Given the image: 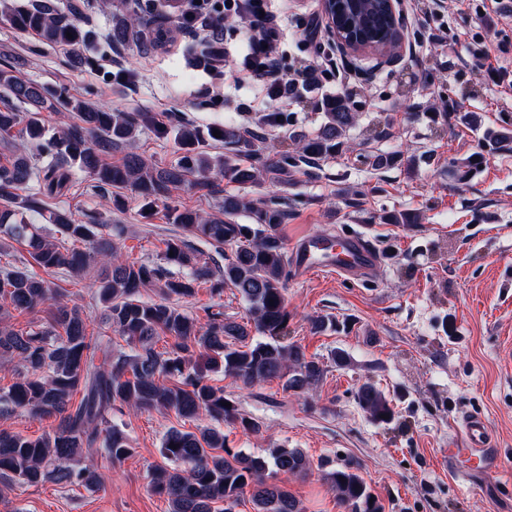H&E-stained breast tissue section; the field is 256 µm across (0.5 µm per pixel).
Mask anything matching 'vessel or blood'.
<instances>
[{"mask_svg": "<svg viewBox=\"0 0 512 512\" xmlns=\"http://www.w3.org/2000/svg\"><path fill=\"white\" fill-rule=\"evenodd\" d=\"M379 265V256L362 236L340 234L328 241L301 237L291 248V268L297 275L315 272L360 277ZM461 444L449 449L448 468L457 470L461 460H468L465 477L477 482L492 477L501 466V457L492 440L489 424L480 414L462 418L459 428Z\"/></svg>", "mask_w": 512, "mask_h": 512, "instance_id": "vessel-or-blood-1", "label": "vessel or blood"}]
</instances>
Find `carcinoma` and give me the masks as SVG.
Here are the masks:
<instances>
[{
    "label": "carcinoma",
    "mask_w": 512,
    "mask_h": 512,
    "mask_svg": "<svg viewBox=\"0 0 512 512\" xmlns=\"http://www.w3.org/2000/svg\"><path fill=\"white\" fill-rule=\"evenodd\" d=\"M380 0H361L353 20L354 31L367 36L381 30ZM10 26L36 36L46 45L76 47L91 37L74 5L68 13L48 4H34L11 12ZM154 24L151 17L125 15L112 27V44L126 46ZM72 37H67V34ZM323 122L316 134L292 133L294 153L261 147L262 135L226 124L201 127L188 120L179 123L175 138L182 157L178 164L161 168L135 153L109 162L106 155L133 141L139 131L161 127L150 112L105 109L79 98L61 97L49 87L24 78L17 67L0 68V140L12 149L0 163V240L25 247L22 265L0 274V310L28 312L41 305L51 309L46 322L33 329L0 324V354L18 360L21 380L0 392L12 410L32 417H53L57 424L36 438L0 431V474L26 484L47 478L64 486L93 487L99 483L98 463L75 466L86 448L120 461L130 453L124 430L112 423V410L126 404L139 411L166 409L185 420L208 418L216 423L258 431L236 405L226 406L224 389L209 383L207 372L218 368L245 383L279 379L292 391L305 393L324 376L322 363L302 347L285 344L288 335V252L280 228L287 213L269 199L248 200L226 195L215 213L178 205L167 206L172 236L164 240L163 263L132 260L112 245L110 225L95 215L75 221L71 215L50 212L65 246L42 234L27 211L38 205L19 191L33 178L40 180L39 194L54 198L67 190L71 171L89 174L96 186L133 190L142 202L141 216L152 215L172 189L187 185L205 189L218 177L239 185L284 181L291 169L348 150L346 130L357 117L355 104L345 93L320 101ZM67 111L79 123L59 135L46 137L45 112ZM459 122L482 131V147L490 153H512V122L485 127L476 112L457 113ZM262 124L272 129L293 127V113L266 112ZM220 131V137L213 136ZM224 143L222 154L208 151L210 142ZM256 160L254 164L243 162ZM478 152L466 161L448 162V172L459 183L467 182L484 161ZM376 170L401 165V154L387 152L367 159ZM246 215L250 224L238 219ZM204 243L224 259L206 261L195 242ZM232 248L227 255L224 249ZM103 267L91 284L103 308L104 329L119 336L131 353L112 354V337L90 330V321L78 306L57 301L58 289L35 272L65 273L79 280L96 264ZM184 274L171 275L167 266ZM206 284L220 296L234 288L247 304L249 324L224 316L213 305L200 320L178 308L172 300L191 297ZM155 288L161 300L137 299L141 290ZM81 394L72 404L75 393ZM356 397L369 417L379 423L392 415L391 400L376 385L365 382ZM161 455L168 462L151 477L155 491L168 498L170 512H234L240 497L251 491L255 512H303L297 498L276 482L283 475H305L312 469L298 448L276 447L266 456L233 452L224 432L215 426L182 431L173 428L162 441ZM322 477L349 512H382V506L358 468L352 463L327 467Z\"/></svg>",
    "instance_id": "carcinoma-1"
}]
</instances>
